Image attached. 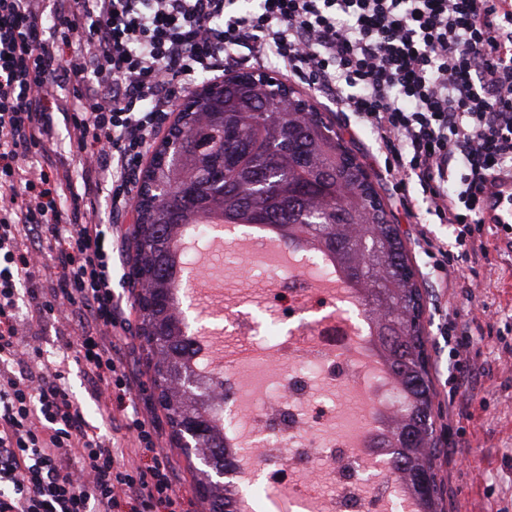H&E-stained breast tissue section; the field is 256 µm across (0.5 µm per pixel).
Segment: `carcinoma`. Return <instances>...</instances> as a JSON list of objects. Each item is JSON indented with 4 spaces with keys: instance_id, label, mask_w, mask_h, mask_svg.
<instances>
[{
    "instance_id": "1",
    "label": "carcinoma",
    "mask_w": 512,
    "mask_h": 512,
    "mask_svg": "<svg viewBox=\"0 0 512 512\" xmlns=\"http://www.w3.org/2000/svg\"><path fill=\"white\" fill-rule=\"evenodd\" d=\"M307 100L248 72L224 79L201 101L182 104L172 128L178 162L160 144L143 176L140 223L131 233L128 279L137 289L138 335L152 356V384L175 439L197 430L195 453L208 463L196 490L208 512H234L211 470H227L224 440L207 408L210 386L191 392L185 377L191 343L176 312L181 226L223 207L236 224H264L288 240L330 253L361 290L380 347L405 394L401 420L381 441L393 467L423 504L438 510L433 441L434 396L422 333V294L396 225L343 139Z\"/></svg>"
}]
</instances>
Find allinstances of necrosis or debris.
I'll list each match as a JSON object with an SVG mask.
<instances>
[{"instance_id": "obj_1", "label": "necrosis or debris", "mask_w": 512, "mask_h": 512, "mask_svg": "<svg viewBox=\"0 0 512 512\" xmlns=\"http://www.w3.org/2000/svg\"><path fill=\"white\" fill-rule=\"evenodd\" d=\"M290 254L277 270L274 302L294 329L261 339L249 314L231 317L238 335L266 356L263 366L222 369L207 337L189 334L197 368L224 382L210 404L238 508L259 512L261 498L249 488L257 466L274 459V482L301 512H417L375 444L400 393L375 350L362 296L327 254L312 247Z\"/></svg>"}]
</instances>
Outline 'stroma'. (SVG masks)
Listing matches in <instances>:
<instances>
[{
	"label": "stroma",
	"instance_id": "1",
	"mask_svg": "<svg viewBox=\"0 0 512 512\" xmlns=\"http://www.w3.org/2000/svg\"><path fill=\"white\" fill-rule=\"evenodd\" d=\"M287 85L313 103L342 136L405 241L423 295V332L436 405V444L440 450L436 480L445 512H512V251L500 244L494 234H487L488 258L472 266L462 265L455 275L454 288L438 287L420 247L415 221L409 217L393 180L386 178L376 161L369 132L352 130L346 115L337 112L335 105L302 81L291 78ZM98 212L100 218L112 220V287L128 307L125 367L140 374L144 382L139 404L157 423L160 446L174 463L178 486L191 502L193 512H206V503L195 492L200 462L187 458L179 448L163 411L152 397L147 352L137 333L138 316L126 277L135 209L130 206L112 215L102 205ZM192 268L200 281L221 276L224 296L229 300L271 279L265 267L245 266L241 251L230 242L225 243L208 266L196 262ZM444 309L455 315L459 329L473 338L467 369L462 372L465 380L458 385L449 382L450 377L460 372L448 357V339L439 322L438 313ZM67 371L69 392L83 407L90 424L113 441L123 442V430L103 414L82 370L71 364Z\"/></svg>",
	"mask_w": 512,
	"mask_h": 512
}]
</instances>
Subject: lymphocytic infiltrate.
Returning a JSON list of instances; mask_svg holds the SVG:
<instances>
[{
	"instance_id": "f902f5d3",
	"label": "lymphocytic infiltrate",
	"mask_w": 512,
	"mask_h": 512,
	"mask_svg": "<svg viewBox=\"0 0 512 512\" xmlns=\"http://www.w3.org/2000/svg\"><path fill=\"white\" fill-rule=\"evenodd\" d=\"M41 8L0 0V512H189L116 348L95 190L126 209L177 94L246 52L352 114L397 190L452 227L449 248L420 230L434 270L488 255L481 186L512 172V0H55L48 26ZM73 75L84 86L66 101ZM60 123L77 183L46 167ZM32 153L43 168L23 167ZM24 283L37 316L75 322L65 348L130 449L91 431L63 363L42 360L17 317Z\"/></svg>"
}]
</instances>
